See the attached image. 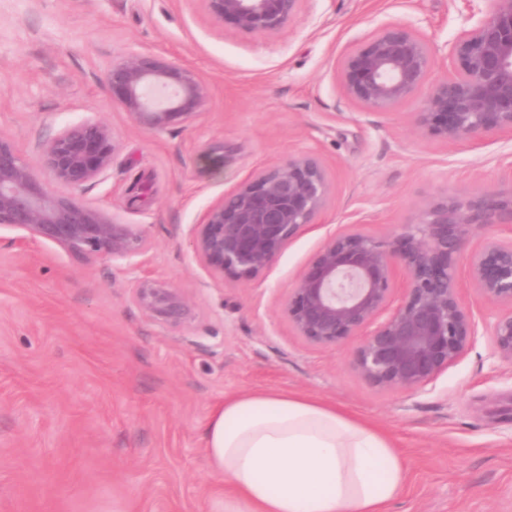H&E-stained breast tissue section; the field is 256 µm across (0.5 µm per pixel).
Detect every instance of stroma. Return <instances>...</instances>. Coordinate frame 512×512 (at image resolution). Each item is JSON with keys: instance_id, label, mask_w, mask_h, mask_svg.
I'll return each mask as SVG.
<instances>
[{"instance_id": "35a3bbf8", "label": "stroma", "mask_w": 512, "mask_h": 512, "mask_svg": "<svg viewBox=\"0 0 512 512\" xmlns=\"http://www.w3.org/2000/svg\"><path fill=\"white\" fill-rule=\"evenodd\" d=\"M385 24L441 48L468 21L462 0H303L265 35L217 26L201 0H0V134L36 165L62 124L107 123L113 163L81 198L152 244L131 270L0 230V512H221L204 426L226 397L271 391L334 404L392 441L410 479L387 512H512V365L488 337L424 391H388L359 375L353 345H308L282 311L330 235L355 223L388 234L437 197L512 181V137L412 133L425 93L391 112L347 98L343 57ZM132 49L208 84L193 124L143 130L113 102L104 71ZM217 143L225 156L209 155ZM303 152L329 183L317 223L263 274L214 279L193 225L252 172ZM143 279L185 289L189 320H149L130 297Z\"/></svg>"}]
</instances>
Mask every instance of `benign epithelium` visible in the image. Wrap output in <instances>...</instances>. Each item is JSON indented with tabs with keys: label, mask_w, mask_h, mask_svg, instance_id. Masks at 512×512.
<instances>
[{
	"label": "benign epithelium",
	"mask_w": 512,
	"mask_h": 512,
	"mask_svg": "<svg viewBox=\"0 0 512 512\" xmlns=\"http://www.w3.org/2000/svg\"><path fill=\"white\" fill-rule=\"evenodd\" d=\"M219 26L277 33L302 0H202ZM446 45L453 71L431 78L436 49L402 24L385 25L343 60L347 97L372 112H390L428 87L412 126L445 144L478 143L489 134L512 137V0H493ZM112 99L139 128L160 133L189 125L208 98L190 68L152 52L130 51L104 72ZM116 151L112 129L88 116L60 127L41 167L48 180L0 134V229L24 240L53 242L87 260L134 266L150 249L136 224L91 207L76 193L99 180ZM325 169L312 153L292 155L243 179L210 205L192 229L196 260L216 278L256 277L282 255L301 229L316 223L327 198ZM474 227L512 233V183L460 198L431 201L416 224L386 236L355 225L329 236L289 289L284 312L296 336L322 348L357 339L353 363L370 384L420 392L455 364L479 336L492 355L512 365V238L467 244ZM490 310L479 321L462 302L457 266ZM131 300L152 321L185 323L191 299L182 288L143 280Z\"/></svg>",
	"instance_id": "benign-epithelium-1"
}]
</instances>
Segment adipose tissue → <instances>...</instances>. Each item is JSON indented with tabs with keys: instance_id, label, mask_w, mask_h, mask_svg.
<instances>
[{
	"instance_id": "obj_1",
	"label": "adipose tissue",
	"mask_w": 512,
	"mask_h": 512,
	"mask_svg": "<svg viewBox=\"0 0 512 512\" xmlns=\"http://www.w3.org/2000/svg\"><path fill=\"white\" fill-rule=\"evenodd\" d=\"M204 439L212 470L230 484L224 512H385L408 480L386 436L297 395L228 398Z\"/></svg>"
}]
</instances>
